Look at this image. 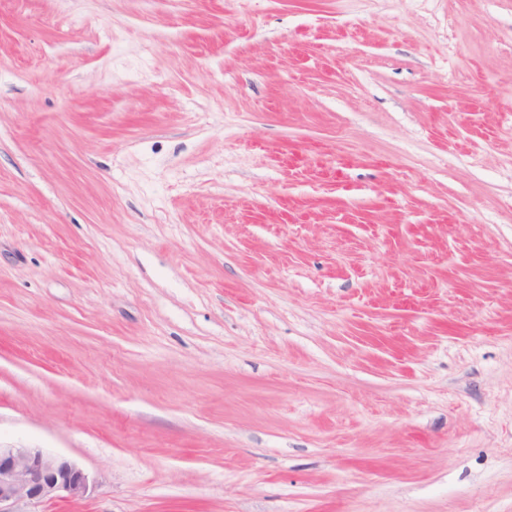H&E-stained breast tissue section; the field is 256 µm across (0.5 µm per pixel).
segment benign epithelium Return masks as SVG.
<instances>
[{
  "mask_svg": "<svg viewBox=\"0 0 512 512\" xmlns=\"http://www.w3.org/2000/svg\"><path fill=\"white\" fill-rule=\"evenodd\" d=\"M96 480L70 459L40 448L0 447V512H31L59 500L80 501Z\"/></svg>",
  "mask_w": 512,
  "mask_h": 512,
  "instance_id": "obj_1",
  "label": "benign epithelium"
}]
</instances>
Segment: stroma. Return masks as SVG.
<instances>
[{
  "instance_id": "35a3bbf8",
  "label": "stroma",
  "mask_w": 512,
  "mask_h": 512,
  "mask_svg": "<svg viewBox=\"0 0 512 512\" xmlns=\"http://www.w3.org/2000/svg\"><path fill=\"white\" fill-rule=\"evenodd\" d=\"M0 446L512 512V0H0Z\"/></svg>"
}]
</instances>
